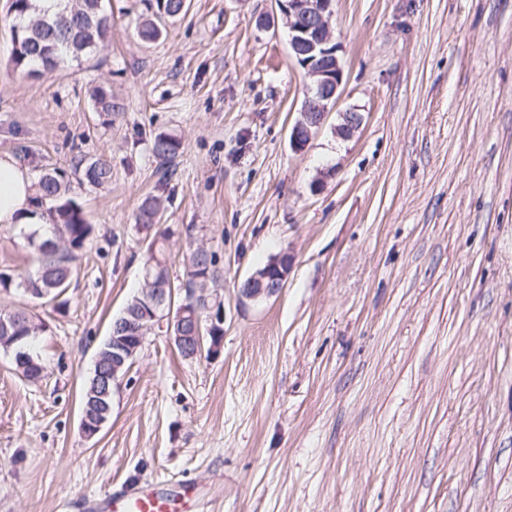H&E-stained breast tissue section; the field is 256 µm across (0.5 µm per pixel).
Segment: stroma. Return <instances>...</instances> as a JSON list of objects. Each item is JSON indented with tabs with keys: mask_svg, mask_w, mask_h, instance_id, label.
<instances>
[{
	"mask_svg": "<svg viewBox=\"0 0 512 512\" xmlns=\"http://www.w3.org/2000/svg\"><path fill=\"white\" fill-rule=\"evenodd\" d=\"M188 3L172 20L105 0L110 41L31 75L0 0V151L35 179L69 173L94 226L66 305L36 309L47 378L0 350V512H88L157 483L205 512H512V0H333L342 95L300 151L309 80L275 0ZM349 108L364 120L344 138ZM160 133L181 143L165 180ZM83 156L110 162V186L73 175ZM149 195L174 283L192 250L216 255L222 344L186 360L148 330L88 440L80 394L141 286ZM275 257L284 288L243 297ZM5 269H35L11 224ZM160 213V201L154 196L146 197L139 209L138 222L139 226L146 231L159 226L158 219Z\"/></svg>",
	"mask_w": 512,
	"mask_h": 512,
	"instance_id": "stroma-1",
	"label": "stroma"
}]
</instances>
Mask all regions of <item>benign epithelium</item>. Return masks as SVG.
Wrapping results in <instances>:
<instances>
[{
	"mask_svg": "<svg viewBox=\"0 0 512 512\" xmlns=\"http://www.w3.org/2000/svg\"><path fill=\"white\" fill-rule=\"evenodd\" d=\"M276 3L288 28L292 56L311 79L306 100L290 135L292 145L300 150L325 124L329 104L339 99L344 65L338 55L339 45L333 41L329 27L332 0H276ZM341 119L337 132L343 136L349 135L363 122V116L355 109L341 113ZM287 276L288 261L276 260L265 270L249 277L241 293L250 299L273 296L284 287ZM165 303V295L157 292L132 310L130 319L136 322L151 319L163 326L165 319L158 318V313ZM145 338L142 329L134 336H112V367L104 369L101 364H96V380L109 384L121 379L120 372L127 362L134 360ZM105 423L101 413L83 417L80 420L81 433L90 440Z\"/></svg>",
	"mask_w": 512,
	"mask_h": 512,
	"instance_id": "1",
	"label": "benign epithelium"
}]
</instances>
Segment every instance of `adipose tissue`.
<instances>
[{"label": "adipose tissue", "mask_w": 512, "mask_h": 512, "mask_svg": "<svg viewBox=\"0 0 512 512\" xmlns=\"http://www.w3.org/2000/svg\"><path fill=\"white\" fill-rule=\"evenodd\" d=\"M35 186L27 167L0 152V224H43L47 218L32 205Z\"/></svg>", "instance_id": "adipose-tissue-1"}]
</instances>
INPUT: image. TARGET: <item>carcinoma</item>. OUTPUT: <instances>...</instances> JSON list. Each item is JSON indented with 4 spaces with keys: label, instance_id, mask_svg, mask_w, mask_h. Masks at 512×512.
Here are the masks:
<instances>
[{
    "label": "carcinoma",
    "instance_id": "cac0c4a2",
    "mask_svg": "<svg viewBox=\"0 0 512 512\" xmlns=\"http://www.w3.org/2000/svg\"><path fill=\"white\" fill-rule=\"evenodd\" d=\"M58 11L48 13L39 9L35 0H10L8 11L13 16L11 35L13 51L11 61L14 69L26 71L32 65L46 69L57 68L70 61L80 59L84 54L108 40L112 33V15L102 7V0H59ZM157 13L168 18H177L187 8L186 0H156ZM179 150V142L169 134L160 133L152 142L151 151L159 160L158 171L168 173L170 163ZM75 171L82 181L95 188L112 183V165L102 158H81ZM65 173L52 171L43 174L36 184L34 208H47L46 215L51 221L54 238L38 241L37 232L26 236L28 245L36 254L37 268L28 274H15L0 270V290L13 289L43 304L54 302L69 288L77 276L75 250L83 248L93 228L86 219L82 207L68 195L64 183ZM160 201L154 196L146 197L139 209V226L146 231L155 230L148 245V256L143 266L140 291L131 298L126 307L145 299L148 288H163L167 295L168 308L188 311L186 320L192 314L207 318L214 306H224L220 293L194 294L193 289L203 288L215 279L214 254L205 249L192 251L188 258L187 279L184 288L174 286L170 280L168 257L165 243L167 233L157 229ZM19 322L14 339L0 341V348L12 353L14 367H23L20 375L31 382L44 377L45 367L29 351L31 338L43 331L44 324L36 321V315L26 308L14 310ZM94 381L84 386L81 411L93 415L98 411L93 403Z\"/></svg>",
    "mask_w": 512,
    "mask_h": 512
}]
</instances>
